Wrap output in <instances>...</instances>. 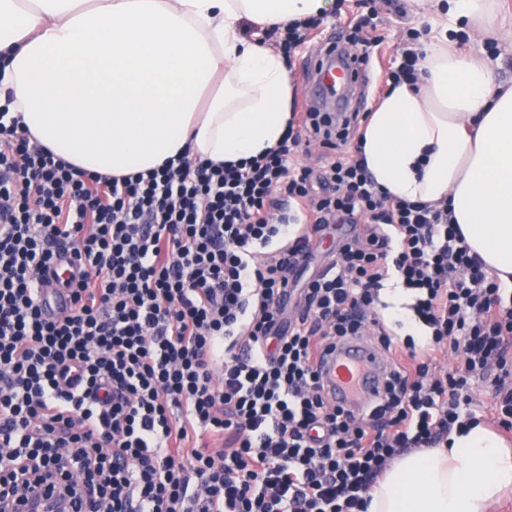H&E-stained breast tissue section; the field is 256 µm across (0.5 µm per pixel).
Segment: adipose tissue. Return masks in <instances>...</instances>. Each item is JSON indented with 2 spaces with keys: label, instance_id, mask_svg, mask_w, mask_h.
<instances>
[{
  "label": "adipose tissue",
  "instance_id": "obj_1",
  "mask_svg": "<svg viewBox=\"0 0 512 512\" xmlns=\"http://www.w3.org/2000/svg\"><path fill=\"white\" fill-rule=\"evenodd\" d=\"M446 7L423 44L418 82L388 87L361 143L392 196L447 203L466 245L512 288V84L451 51L453 33L486 34L496 0ZM333 0H0V106L73 167L122 177L190 155L240 162L277 147L297 84L280 55L241 32L286 24ZM512 493V449L485 425L444 448L397 458L367 512H490Z\"/></svg>",
  "mask_w": 512,
  "mask_h": 512
}]
</instances>
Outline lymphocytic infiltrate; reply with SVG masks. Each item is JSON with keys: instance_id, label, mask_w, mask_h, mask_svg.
Here are the masks:
<instances>
[{"instance_id": "f902f5d3", "label": "lymphocytic infiltrate", "mask_w": 512, "mask_h": 512, "mask_svg": "<svg viewBox=\"0 0 512 512\" xmlns=\"http://www.w3.org/2000/svg\"><path fill=\"white\" fill-rule=\"evenodd\" d=\"M359 127L311 108L262 156L112 178L0 108V488L62 465L83 512H366L396 458L476 423L472 380L512 429V300L447 208L376 186ZM314 142L319 170L295 159ZM338 224L329 262L296 288ZM63 252L83 277L50 320L39 284ZM391 277L421 340L396 341L377 311ZM364 336L392 369L354 412L318 366Z\"/></svg>"}]
</instances>
